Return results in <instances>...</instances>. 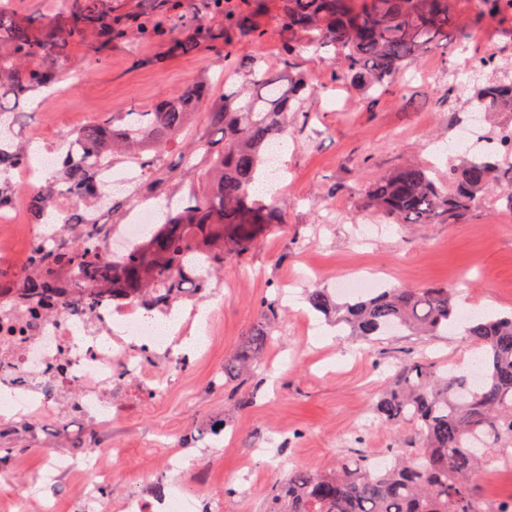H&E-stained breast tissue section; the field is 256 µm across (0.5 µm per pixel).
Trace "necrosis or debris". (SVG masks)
<instances>
[{"label": "necrosis or debris", "mask_w": 512, "mask_h": 512, "mask_svg": "<svg viewBox=\"0 0 512 512\" xmlns=\"http://www.w3.org/2000/svg\"><path fill=\"white\" fill-rule=\"evenodd\" d=\"M159 352L166 355L167 368L147 372L149 358ZM181 365L139 307H116L104 298L96 304L66 298L56 314L34 320L23 312L11 326L0 324V390L9 394L0 404V423L55 415L70 400L92 425L102 417L103 397L125 380L140 379L158 395ZM80 462L90 475L79 497L87 512H98L102 473L95 456L52 459L35 482L47 499H54L59 473Z\"/></svg>", "instance_id": "necrosis-or-debris-1"}]
</instances>
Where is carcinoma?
<instances>
[{"label": "carcinoma", "instance_id": "cac0c4a2", "mask_svg": "<svg viewBox=\"0 0 512 512\" xmlns=\"http://www.w3.org/2000/svg\"><path fill=\"white\" fill-rule=\"evenodd\" d=\"M481 17L512 13V0H479ZM187 0H153L151 8L181 17ZM201 9L221 15L240 35L256 36L246 14L226 13L224 0H202ZM278 26L307 33L333 51L336 79L365 97L393 87L395 76L424 50L448 54V32L457 30L454 0H281ZM166 36L174 53L200 41L224 40V29L203 23L174 33L144 19L125 0H53L46 13L18 19L0 4V210L24 190L16 175L33 151L16 127L23 108L41 107L68 68L76 45L102 55L114 39ZM295 42L285 43L281 69L293 74L282 88L265 59L244 65L224 53V91L203 77L167 94L151 108L137 105L108 112L78 127L63 128L49 148L51 170L28 190L30 223L45 225L28 261L0 271V293L29 304L65 289L81 296L99 286L119 306L172 311L183 295L198 300L217 286L224 260L243 257L263 231L283 223L273 204L254 198L271 183L288 137V113L314 95L308 76L294 72ZM479 111L512 107V78L478 89ZM506 160L468 147L448 168V186L431 169L404 166L361 189L364 207L395 224H428L441 212L461 219L475 199L493 194L512 209V135L498 138ZM180 152L176 164L167 156ZM148 202L157 226L136 244L107 260L103 242L126 209ZM310 306L362 343L395 332L439 336L459 324L481 348L480 372L436 370L416 359L401 364L392 386L374 405L377 420L416 425L423 448L398 451L378 464L366 455L345 458L328 472H288L267 512H512L486 503L476 491L490 448L512 445V313L461 315L452 288H380L339 298L326 289L307 293ZM263 319L224 358V389L256 374L279 319L280 296L259 301Z\"/></svg>", "mask_w": 512, "mask_h": 512}]
</instances>
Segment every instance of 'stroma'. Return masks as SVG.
<instances>
[{"label":"stroma","mask_w":512,"mask_h":512,"mask_svg":"<svg viewBox=\"0 0 512 512\" xmlns=\"http://www.w3.org/2000/svg\"><path fill=\"white\" fill-rule=\"evenodd\" d=\"M279 4L264 0L253 13L257 40L236 35L230 44L206 42L173 57L163 39H119L99 58L72 49L67 78L39 111L22 117L21 132L39 149L64 127L218 77L225 50L242 60L259 54L278 67L290 39L299 49L297 69L317 90L290 118L286 178L274 197L284 221L269 226L249 255L225 261L221 283L205 301L214 314L203 353L190 357L161 395L127 384L103 425L68 415L10 423L0 432V459L20 476L37 475L52 455L83 454L93 440L100 470L112 476L103 491L108 512H122L127 497L150 495L158 482L188 494L205 486L221 512H266L293 469L330 471L360 451L381 459L418 448L412 424L373 420L396 365L420 357L445 368L464 365L477 349L459 328L444 336H384L368 345L324 321L311 339L308 323L316 315L306 291L335 292L339 281L364 276L388 287L447 286L464 306L512 311V210L484 195L468 221L440 215L429 224H382L357 196L403 166H430L447 180L449 164L463 154L455 139L461 127L476 125L486 138L512 131V109L476 112L471 104L474 86L512 75V14L487 22L478 0H458L466 38L449 39L448 56L421 53L389 93L370 99L337 84L333 54L306 35L291 38L279 29ZM486 57L497 69L482 67ZM13 221L2 270L19 269L34 243L24 204H17ZM291 278L298 285L293 297H282L262 376L243 378L231 396L215 381L225 356L259 321L258 301L279 295ZM217 418L227 422L221 444L199 436ZM172 456L184 458L187 469L165 472ZM493 456L479 492L491 504L512 502V448L494 449Z\"/></svg>","instance_id":"35a3bbf8"}]
</instances>
